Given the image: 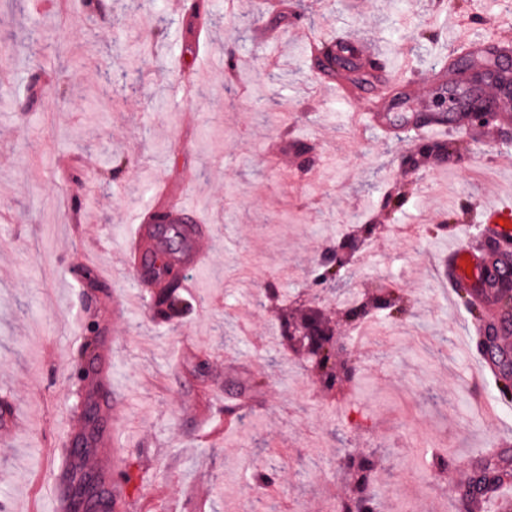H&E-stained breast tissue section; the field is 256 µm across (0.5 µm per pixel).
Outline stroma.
Listing matches in <instances>:
<instances>
[{
  "mask_svg": "<svg viewBox=\"0 0 512 512\" xmlns=\"http://www.w3.org/2000/svg\"><path fill=\"white\" fill-rule=\"evenodd\" d=\"M476 12L510 20L512 0H293L283 18L265 0H203L208 38L183 57L190 0H0V503L51 512L68 485L62 442L83 422L72 374L94 328L111 339L123 406L112 458L134 476L112 489L122 512H196L201 498L205 512H263L253 475L268 465L283 512H333L346 450L373 453L378 512H455L456 461L492 434L512 451V408L479 378L470 316L436 262L481 209L512 199V123L453 122L443 139L467 168L424 166L406 185L401 161L404 131L461 87L438 74L460 21L473 41L512 45V28L490 31ZM159 30L165 48L142 55ZM312 35L344 38L354 70L314 73ZM230 52L250 61L236 80ZM383 74L398 81L393 137L352 120ZM162 183L204 240L201 262L181 266L194 310L174 320L154 317L117 262ZM401 185L407 204L383 211ZM372 222L405 232L374 234L346 276L354 291L398 289L402 312L355 347L360 387L343 399L279 347L277 312L256 296L269 283L306 291L321 253ZM79 266L104 271L99 287Z\"/></svg>",
  "mask_w": 512,
  "mask_h": 512,
  "instance_id": "35a3bbf8",
  "label": "stroma"
}]
</instances>
